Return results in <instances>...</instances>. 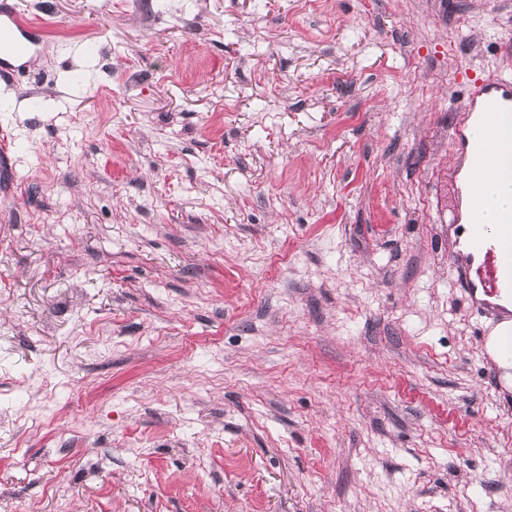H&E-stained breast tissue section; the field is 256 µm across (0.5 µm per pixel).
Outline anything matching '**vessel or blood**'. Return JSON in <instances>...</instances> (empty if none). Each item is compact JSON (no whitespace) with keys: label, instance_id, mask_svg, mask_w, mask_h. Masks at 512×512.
I'll return each mask as SVG.
<instances>
[{"label":"vessel or blood","instance_id":"vessel-or-blood-1","mask_svg":"<svg viewBox=\"0 0 512 512\" xmlns=\"http://www.w3.org/2000/svg\"><path fill=\"white\" fill-rule=\"evenodd\" d=\"M43 35V27L30 19L19 0H0V71L11 58H25L34 51ZM462 110L464 119L453 129V139L461 151V166L469 181L468 204H479V182L486 172L490 156L512 159V78L500 77L470 92ZM487 126L489 141L476 147L468 141L470 122ZM473 259L460 270L467 299L494 316H501L498 300L512 294V212L503 214L499 225H474L470 237Z\"/></svg>","mask_w":512,"mask_h":512}]
</instances>
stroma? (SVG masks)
I'll return each mask as SVG.
<instances>
[{"instance_id":"35a3bbf8","label":"stroma","mask_w":512,"mask_h":512,"mask_svg":"<svg viewBox=\"0 0 512 512\" xmlns=\"http://www.w3.org/2000/svg\"><path fill=\"white\" fill-rule=\"evenodd\" d=\"M0 512H512L451 263L512 0H22Z\"/></svg>"}]
</instances>
